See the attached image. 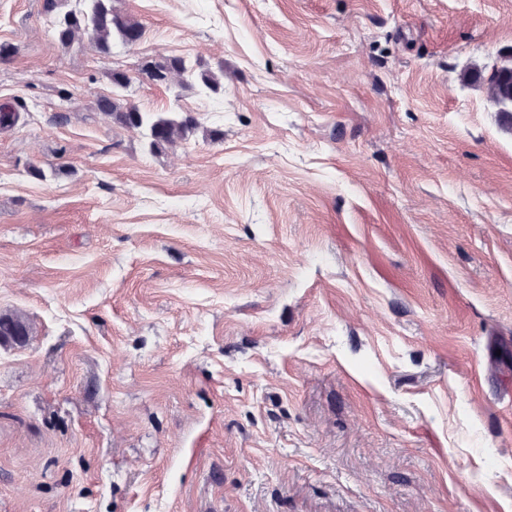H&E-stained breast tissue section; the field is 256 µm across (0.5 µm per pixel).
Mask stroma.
<instances>
[{
    "instance_id": "1",
    "label": "stroma",
    "mask_w": 512,
    "mask_h": 512,
    "mask_svg": "<svg viewBox=\"0 0 512 512\" xmlns=\"http://www.w3.org/2000/svg\"><path fill=\"white\" fill-rule=\"evenodd\" d=\"M112 5L0 0V512H512V0ZM64 0H44L46 13L56 14L54 33L58 43L69 47L80 36L97 50L101 57L112 53V42L118 38L125 45L140 40L142 24L113 8L112 0H75L78 8L60 11ZM512 58V50L499 54L497 60L485 76L487 80L497 81L498 85L506 92L512 84V70L508 65ZM142 72L151 80L165 83L173 76H185L188 72L184 61L179 57H168L142 65ZM111 80L115 93L112 97H98L96 108L110 118L113 124L122 127H146L151 150L158 151L173 146L197 128L196 119L190 114L141 112L136 106L129 104L119 93L130 85V78L125 72L112 70Z\"/></svg>"
}]
</instances>
